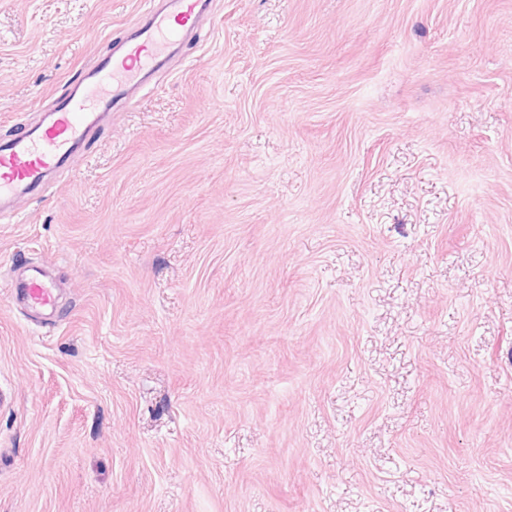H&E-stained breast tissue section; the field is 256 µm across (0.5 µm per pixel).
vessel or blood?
I'll return each instance as SVG.
<instances>
[{
	"instance_id": "vessel-or-blood-1",
	"label": "vessel or blood",
	"mask_w": 512,
	"mask_h": 512,
	"mask_svg": "<svg viewBox=\"0 0 512 512\" xmlns=\"http://www.w3.org/2000/svg\"><path fill=\"white\" fill-rule=\"evenodd\" d=\"M145 2L146 9L133 24L135 33L122 51L87 67L79 92L59 98L48 123L0 141V201L44 189L49 176L101 127L105 113L130 101L132 93L147 84L207 0H169L164 9L157 0ZM14 288L29 307L56 311V289L41 269H29Z\"/></svg>"
}]
</instances>
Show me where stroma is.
Listing matches in <instances>:
<instances>
[{"label":"stroma","instance_id":"stroma-1","mask_svg":"<svg viewBox=\"0 0 512 512\" xmlns=\"http://www.w3.org/2000/svg\"><path fill=\"white\" fill-rule=\"evenodd\" d=\"M141 2L0 0V140ZM0 512H512V0H213L0 210ZM15 293L31 308L57 312V288L44 272L31 268L14 283Z\"/></svg>","mask_w":512,"mask_h":512}]
</instances>
